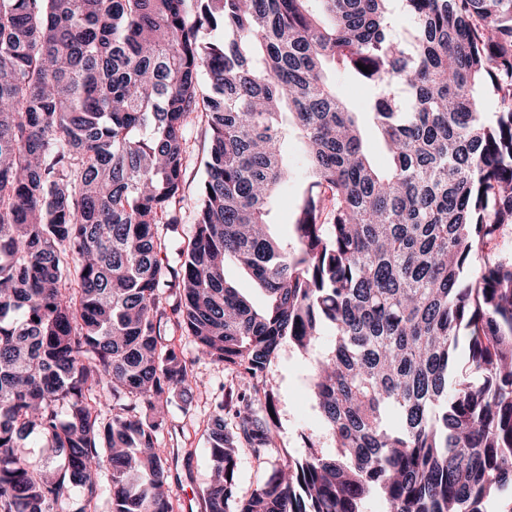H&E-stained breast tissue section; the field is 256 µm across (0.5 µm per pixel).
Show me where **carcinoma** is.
I'll use <instances>...</instances> for the list:
<instances>
[{
  "mask_svg": "<svg viewBox=\"0 0 512 512\" xmlns=\"http://www.w3.org/2000/svg\"><path fill=\"white\" fill-rule=\"evenodd\" d=\"M338 68L372 87L363 112ZM199 114L204 178L171 274L159 227L181 224ZM290 133L309 183L285 251L268 205ZM507 226L512 0H0V512H65L75 493L80 512H174L158 435L193 377L170 325L238 374L208 428L204 512H366L372 496L487 512L512 488ZM326 328L310 393L334 447L237 498V448L280 438L267 366ZM226 277L229 279L240 292L247 296L255 306L263 303V293L257 283L242 269L227 265Z\"/></svg>",
  "mask_w": 512,
  "mask_h": 512,
  "instance_id": "cac0c4a2",
  "label": "carcinoma"
}]
</instances>
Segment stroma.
<instances>
[{
  "label": "stroma",
  "instance_id": "35a3bbf8",
  "mask_svg": "<svg viewBox=\"0 0 512 512\" xmlns=\"http://www.w3.org/2000/svg\"><path fill=\"white\" fill-rule=\"evenodd\" d=\"M188 153L182 195L181 212L183 237L167 244V263L180 268L184 261V239L190 236L194 222V200L204 176V159L209 130L204 117H196L188 127ZM307 166L302 147L297 142L288 145V180L275 198L276 222L270 232L284 247L295 243L291 219L296 201L307 182ZM314 364L313 355L300 353L291 343H282L275 359L268 365L265 380L272 386L283 441L277 450L256 456L251 449L239 454L237 494L247 497L258 484L266 481L287 456L297 454L305 446L328 449L334 441L321 420L309 391V376ZM193 372L203 385L195 392L191 407L173 401L170 424L159 438V445L172 458L179 478L171 483L175 512H204L199 493L209 479L210 462L206 429L211 412L218 401L228 396L236 374L219 364L202 361L194 364Z\"/></svg>",
  "mask_w": 512,
  "mask_h": 512
}]
</instances>
